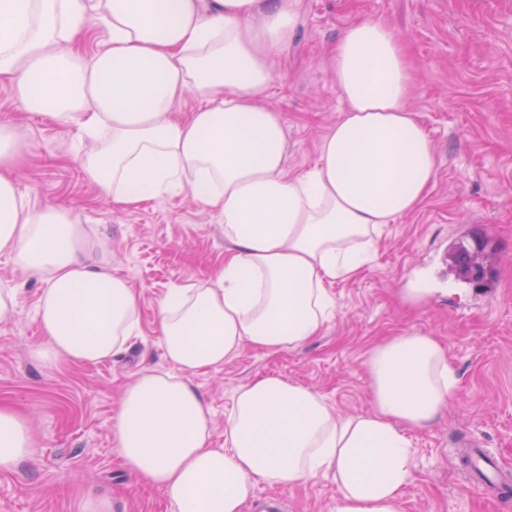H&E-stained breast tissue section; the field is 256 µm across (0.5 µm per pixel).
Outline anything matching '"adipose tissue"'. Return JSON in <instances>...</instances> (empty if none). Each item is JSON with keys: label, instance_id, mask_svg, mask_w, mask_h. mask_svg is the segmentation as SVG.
<instances>
[{"label": "adipose tissue", "instance_id": "obj_1", "mask_svg": "<svg viewBox=\"0 0 512 512\" xmlns=\"http://www.w3.org/2000/svg\"><path fill=\"white\" fill-rule=\"evenodd\" d=\"M299 0H0V78L32 113L95 140L86 178L128 206L188 188L215 210L233 250L215 278L158 304L171 369L129 384L112 419L123 466L160 488L172 512H244L257 484L331 474L336 512H401L411 477L408 430L431 424L458 379L422 332L377 344L369 411L334 412L315 390L262 376L235 393L224 445L193 378L242 345L267 353L318 336L336 310L328 283L357 275L384 225L425 199L437 174L424 123L408 105L404 40L379 20L347 26L333 72L344 113L309 170L289 174L282 121L266 107L272 56L293 39ZM109 31L93 56L76 49L88 14ZM187 116L174 109L186 99ZM12 124L0 121V255L40 278L35 317L45 362L112 358L136 336L138 296L97 259L72 212L34 208L14 177ZM30 446L26 420L0 408V471Z\"/></svg>", "mask_w": 512, "mask_h": 512}]
</instances>
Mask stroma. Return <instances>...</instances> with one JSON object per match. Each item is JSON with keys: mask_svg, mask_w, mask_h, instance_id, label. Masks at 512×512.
Segmentation results:
<instances>
[{"mask_svg": "<svg viewBox=\"0 0 512 512\" xmlns=\"http://www.w3.org/2000/svg\"><path fill=\"white\" fill-rule=\"evenodd\" d=\"M298 10L294 40L274 55L267 99L282 119L288 172L315 165L342 115L331 65L342 31L376 18L407 46L417 77L410 105L432 139L437 178L415 211L386 226L372 262L331 284L337 309L319 336L273 355L245 345L221 368L194 376L213 413L210 444L224 445L236 390L264 375L318 391L340 414L368 411L371 349L420 331L442 344L459 384L435 423L408 433L414 457L402 512H512V500H484L462 472V454L476 441L512 478V0H300ZM1 115L24 151L20 192L39 207L71 208L99 256L137 293L139 334L97 364L39 360L34 306L43 283L0 256V282L19 290L14 318L0 321V405L27 420L32 442L15 470L0 472V512H79L89 490L109 498L112 512H171L162 490L132 486L112 418L128 383L168 370L154 332L158 303L214 276L229 249L222 221L180 189L113 204L83 174L92 142L73 125L27 112L5 79ZM475 225L496 235L484 286L458 278L451 257L453 238ZM338 497L328 475L287 488L261 483L245 512H259L265 498L278 512H336Z\"/></svg>", "mask_w": 512, "mask_h": 512, "instance_id": "stroma-1", "label": "stroma"}]
</instances>
